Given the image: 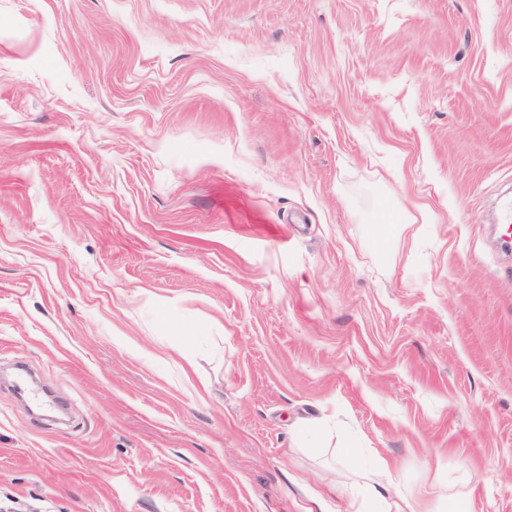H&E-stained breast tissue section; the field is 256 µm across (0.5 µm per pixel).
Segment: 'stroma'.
<instances>
[{
    "label": "stroma",
    "instance_id": "obj_1",
    "mask_svg": "<svg viewBox=\"0 0 512 512\" xmlns=\"http://www.w3.org/2000/svg\"><path fill=\"white\" fill-rule=\"evenodd\" d=\"M506 191L512 0H0V505L512 512ZM448 502L441 504L439 508L433 510L432 501L428 497H421L414 500V506L406 504L409 510L407 512H445L446 506L451 504L454 510L450 511H458L465 512L467 511V501L469 497H463L460 493H448L447 494Z\"/></svg>",
    "mask_w": 512,
    "mask_h": 512
}]
</instances>
